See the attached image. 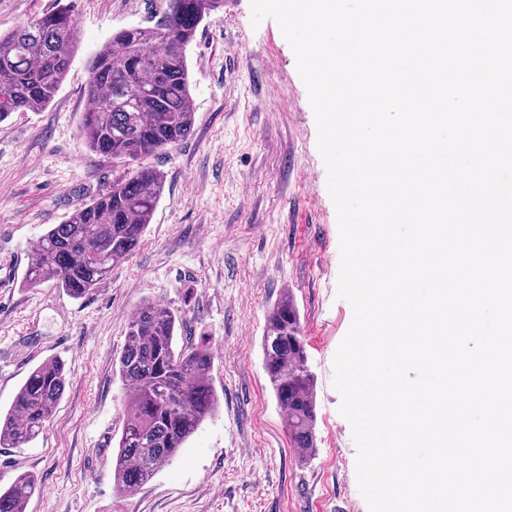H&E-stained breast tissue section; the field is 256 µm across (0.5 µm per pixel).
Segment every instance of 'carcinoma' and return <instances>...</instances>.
I'll return each instance as SVG.
<instances>
[{"instance_id":"obj_1","label":"carcinoma","mask_w":512,"mask_h":512,"mask_svg":"<svg viewBox=\"0 0 512 512\" xmlns=\"http://www.w3.org/2000/svg\"><path fill=\"white\" fill-rule=\"evenodd\" d=\"M224 0H163L153 25L115 32L88 64L80 133L95 153L129 159L137 167L104 192L73 209L34 244L25 284L52 281L75 299L85 297L141 244L164 191V175L146 163L193 132L187 47L203 20ZM73 7L57 4L0 32V122L14 112L44 109L65 81L78 44ZM177 314L146 300L127 324L118 358L125 386L124 425L112 455L120 495H130L169 465L180 448L219 412L211 382L209 347L188 338L177 344ZM264 370L286 417L291 447L307 459L316 449L314 377L290 294L266 314ZM66 386L58 359L33 368L10 407L0 411V448H23L50 421ZM35 475H19L0 488V512H26Z\"/></svg>"}]
</instances>
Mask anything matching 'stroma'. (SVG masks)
<instances>
[{"label": "stroma", "mask_w": 512, "mask_h": 512, "mask_svg": "<svg viewBox=\"0 0 512 512\" xmlns=\"http://www.w3.org/2000/svg\"><path fill=\"white\" fill-rule=\"evenodd\" d=\"M79 44L39 112L0 122V409L36 365L60 359L66 388L29 447L0 448V485L40 488L26 512H368L357 448L340 414L334 355L353 320L337 296L340 235L295 54L273 19L251 23L228 0L186 51L192 135L149 163L165 176L142 243L87 296L23 285L37 238L130 168L79 133L90 55L117 30L145 25L160 0H72ZM291 291L315 379L317 451L301 460L263 369L268 309ZM150 300L206 342L218 415L137 492H115L112 454L124 389L115 363L131 313Z\"/></svg>", "instance_id": "stroma-1"}]
</instances>
